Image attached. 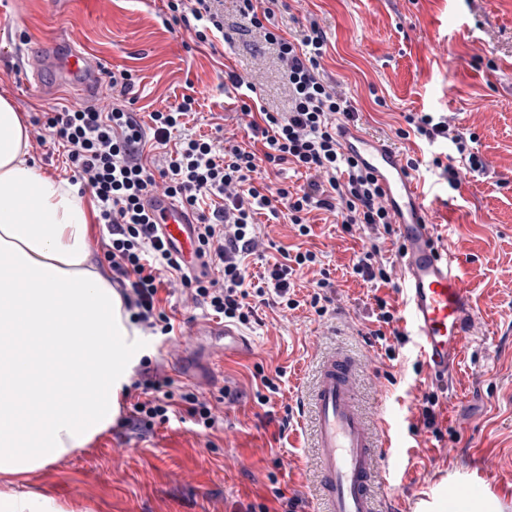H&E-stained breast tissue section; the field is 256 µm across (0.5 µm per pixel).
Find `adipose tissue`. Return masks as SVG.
I'll list each match as a JSON object with an SVG mask.
<instances>
[{
    "instance_id": "ef3b65f1",
    "label": "adipose tissue",
    "mask_w": 512,
    "mask_h": 512,
    "mask_svg": "<svg viewBox=\"0 0 512 512\" xmlns=\"http://www.w3.org/2000/svg\"><path fill=\"white\" fill-rule=\"evenodd\" d=\"M27 147L0 97V512H76L25 479L111 428L141 346L90 261L82 199L43 176Z\"/></svg>"
}]
</instances>
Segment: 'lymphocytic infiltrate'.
<instances>
[{
  "mask_svg": "<svg viewBox=\"0 0 512 512\" xmlns=\"http://www.w3.org/2000/svg\"><path fill=\"white\" fill-rule=\"evenodd\" d=\"M215 2L167 0L166 7L173 24L190 30L195 43L209 45L224 35V19ZM240 2L244 18L275 47L292 99L290 111H269L256 99L252 84L228 72L231 85L244 92L246 102L241 110L250 119L252 134L260 136L262 152L243 148L231 137L220 146L203 136L186 138L167 166L156 171L148 168L143 162L147 138L167 145L172 132L194 108L195 100L189 96L174 108L150 113L145 122L128 109L115 107L104 112L92 104L47 112L34 122L35 140L62 147L75 179L96 199L99 221L108 234L105 258L112 281L132 319L153 335L174 330L170 318L155 303L159 289L171 277L190 290L194 302L241 325L249 324L255 315L251 298L265 296L270 287L282 308L298 307L290 278L295 269L317 264L314 252L285 255L283 261L265 267L257 281L249 279L244 260L259 247L254 217L262 212L272 221L288 217L306 236L311 232L307 222L311 209L339 211L344 230L358 226L369 232L370 245L353 264V275L377 285L391 283L395 275L394 266L379 257V240L395 233L380 202L382 189L373 176L341 152L336 140L335 117L353 118L354 110L324 79L320 65L327 44L324 31L313 22L293 37H285L270 24L278 0ZM404 120L406 125L398 129V136L417 138L431 150L427 164L407 158L408 169L424 166L439 176L454 178V168L442 159L440 148L444 145L452 147L469 169L483 168L473 148L475 134L450 127L436 112H410ZM288 163L316 172V179L296 192L278 188L272 197L255 186L253 175L261 166L276 168ZM160 178L166 181V191L184 207L199 212V246L220 268L221 278L188 275L166 249L144 207L145 196ZM207 198L215 204L204 214L200 207ZM134 386L143 399L136 402L127 426L136 429L156 419L168 421L177 400L167 380L157 371L147 370Z\"/></svg>",
  "mask_w": 512,
  "mask_h": 512,
  "instance_id": "f902f5d3",
  "label": "lymphocytic infiltrate"
}]
</instances>
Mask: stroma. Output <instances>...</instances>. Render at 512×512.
Here are the masks:
<instances>
[{
	"instance_id": "stroma-1",
	"label": "stroma",
	"mask_w": 512,
	"mask_h": 512,
	"mask_svg": "<svg viewBox=\"0 0 512 512\" xmlns=\"http://www.w3.org/2000/svg\"><path fill=\"white\" fill-rule=\"evenodd\" d=\"M275 21L286 32L316 20L326 32L321 59L337 95L351 101L366 132L392 140L402 154L426 151L417 139L396 131L407 112L447 114L449 125L478 136L475 145L484 172L449 186L427 175L442 212L440 241L464 253L478 334L449 385L436 382L418 366L413 344L383 357L369 341L380 327L376 298L399 305L397 288L379 289L351 275L366 234L343 231L340 216L322 209L308 215L314 234L259 216L258 255L248 272L280 259L282 250L308 249L321 265L294 277L300 305L282 310L274 301L256 307L241 332L256 349L248 357L209 362L206 347L191 349L187 363L170 352L174 335L197 321L213 320L203 305L179 288L160 289L158 306L175 332L143 336L139 369H158L171 381L174 397L195 393L215 399L227 389L223 418L207 429L190 417L133 430L125 418L136 396L121 402L120 419L87 448L27 479L28 489L68 500L91 512H250L264 504L278 508L276 491L298 500L295 512H314L317 501L316 451L309 416L302 406L314 384L320 360L334 351L359 366V404L372 425L406 431L417 456L396 474H382L380 502L399 512H421L425 498L437 496L448 479L484 460L496 482L512 489V0H283ZM225 39L216 45H188L183 28L167 26L164 0H68L52 8L48 0H0V96L24 118L39 112L79 108L65 88L40 96L20 79L29 52L69 38L100 59L105 71L128 70L133 86L125 97L108 95L140 117L195 100L193 112L171 140L232 135L244 147L253 141L239 115L241 99L224 82L226 71L256 87L270 110L289 109L288 87L272 48L240 14L239 0H220ZM328 273L330 298L325 315L309 301L321 273ZM284 370L278 395L267 404L256 399L253 374ZM439 397L438 423L444 441L432 434L408 433L411 411L425 394ZM456 402H449V394Z\"/></svg>"
}]
</instances>
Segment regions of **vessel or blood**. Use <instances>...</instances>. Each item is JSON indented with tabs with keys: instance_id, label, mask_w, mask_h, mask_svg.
<instances>
[{
	"instance_id": "b4317fda",
	"label": "vessel or blood",
	"mask_w": 512,
	"mask_h": 512,
	"mask_svg": "<svg viewBox=\"0 0 512 512\" xmlns=\"http://www.w3.org/2000/svg\"><path fill=\"white\" fill-rule=\"evenodd\" d=\"M26 71L27 85L35 93L46 94L57 84L80 99L102 97L101 62L69 41L41 48ZM336 138L341 150L373 174L383 189L382 201L398 237L401 331L413 337L427 371L439 381H448L475 334L474 306L464 279L466 263L452 250L439 247L435 231L441 213L422 181L406 168L396 147L349 120L338 122ZM144 205L172 253L193 260L201 272H208L204 258L197 255L195 215L163 189L152 190ZM191 333L223 338V345L211 351L217 362L223 360L229 346L244 353L254 351L246 336L225 323L202 321ZM355 370L348 357L328 356L321 362L309 394L320 512H377L373 487L379 478L382 451L390 450L393 465L405 459L396 436L377 433L368 424L356 396ZM475 500L512 504V498L503 495L481 466L447 483L440 501L427 502L423 512H436L440 506L446 512H461Z\"/></svg>"
}]
</instances>
